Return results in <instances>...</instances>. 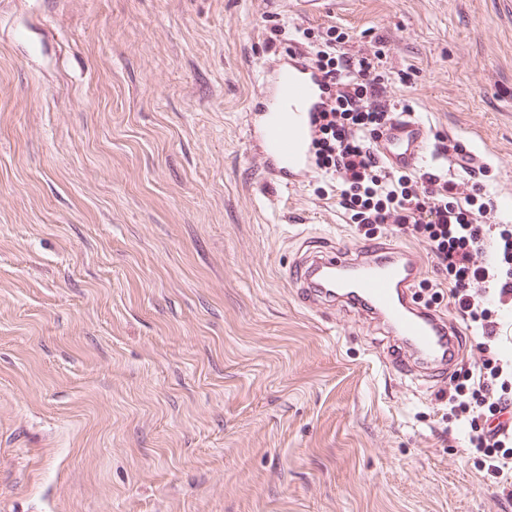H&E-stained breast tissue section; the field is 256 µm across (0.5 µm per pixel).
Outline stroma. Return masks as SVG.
<instances>
[{
	"label": "stroma",
	"mask_w": 512,
	"mask_h": 512,
	"mask_svg": "<svg viewBox=\"0 0 512 512\" xmlns=\"http://www.w3.org/2000/svg\"><path fill=\"white\" fill-rule=\"evenodd\" d=\"M374 51L512 225V0H0V512H512L439 384L283 277L366 239L247 120L287 38Z\"/></svg>",
	"instance_id": "obj_1"
}]
</instances>
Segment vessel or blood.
I'll list each match as a JSON object with an SVG mask.
<instances>
[{"mask_svg": "<svg viewBox=\"0 0 512 512\" xmlns=\"http://www.w3.org/2000/svg\"><path fill=\"white\" fill-rule=\"evenodd\" d=\"M326 97L323 74L302 53L276 59L272 79L250 109L248 141L259 147L265 180L294 185L310 173L315 115ZM377 149L389 166L416 169L429 150L428 129L413 114H398ZM420 274L410 250L370 243L352 253L316 247L289 267L287 278L305 305L350 307L375 320L387 343L386 368L428 381L456 366L463 348L446 318L411 301Z\"/></svg>", "mask_w": 512, "mask_h": 512, "instance_id": "1", "label": "vessel or blood"}]
</instances>
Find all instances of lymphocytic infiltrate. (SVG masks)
I'll use <instances>...</instances> for the list:
<instances>
[{"instance_id":"1","label":"lymphocytic infiltrate","mask_w":512,"mask_h":512,"mask_svg":"<svg viewBox=\"0 0 512 512\" xmlns=\"http://www.w3.org/2000/svg\"><path fill=\"white\" fill-rule=\"evenodd\" d=\"M344 33L328 28L307 60L335 90L317 118L316 170L336 178L337 204L358 227L383 226L426 244L434 270L448 281V308L477 337L473 367L440 390L448 411L468 424V447L484 477L501 483L512 459V355L497 347L499 315L512 311V225L491 224L483 183L390 169L375 143L401 107L387 90L381 51L348 52Z\"/></svg>"}]
</instances>
